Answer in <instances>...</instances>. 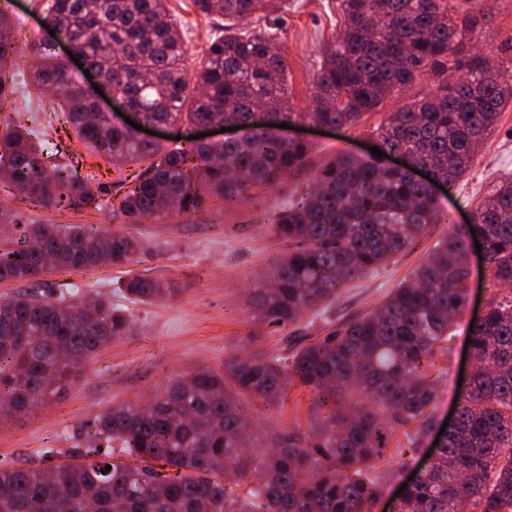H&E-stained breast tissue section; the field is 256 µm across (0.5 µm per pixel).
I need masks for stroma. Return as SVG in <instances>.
Instances as JSON below:
<instances>
[{
  "mask_svg": "<svg viewBox=\"0 0 512 512\" xmlns=\"http://www.w3.org/2000/svg\"><path fill=\"white\" fill-rule=\"evenodd\" d=\"M48 0H0V10L14 28L30 36L47 38L43 18ZM187 48L188 73L199 70L208 45L222 22L198 12L192 0H167ZM338 0H289L288 9L277 24V42L286 62L287 88L295 111L313 105L314 81L322 60L321 47L338 38L342 31ZM495 63L512 65V0H491L490 12L472 34ZM437 83L430 78L393 93L376 111L349 128L322 134L303 123L293 135L310 140L313 163L348 152L368 156L376 139L374 130L390 112L414 100L431 96ZM82 171L93 173V190L98 208L84 211L58 210L22 202L18 195L0 189V208L7 210L12 224L0 227L11 235L14 224H81L103 230L125 228L144 239L149 250L127 266L104 265L83 272L57 270L36 282H0V297L32 290L51 294L60 284L82 285L88 297L111 296L133 315L136 326L93 357L84 360L61 398L26 414L0 423V463L28 462L41 466V448L68 447V438L78 427L105 408L153 396L172 376L205 366H218L224 358L243 355L247 346L249 313L246 295L254 282L265 280L283 257L285 246L272 232L270 218L286 206L304 182V175L285 177L274 189L254 200L222 205L209 201L206 210L183 220H152L145 224L119 225L112 218V198L118 191L119 171L107 158L85 153ZM512 173V107L502 112L496 132L479 148L473 166L449 190H437L441 213L457 219L470 216L476 203L489 194L497 179ZM448 224H435L428 236L419 239L406 253L392 257L378 273L350 282L319 312H305L300 319L277 330L258 331L261 349L287 353L308 344L310 337L322 336L337 324L378 305L383 297L421 262L434 243L447 234ZM472 278L469 299L456 315L457 324L451 354L438 359L428 371L435 380L437 400L431 426L422 433L417 451L404 458L382 459L379 494L372 512H387L400 486L425 461L447 419L454 412L462 392L460 376L468 374L472 359L467 356L465 329L468 321L489 297L487 277L478 256H471ZM145 274L175 283V296L145 304L131 299L123 286L128 276ZM316 411L307 394L290 395L284 403L250 411L253 427L260 433L282 431L291 425L308 426Z\"/></svg>",
  "mask_w": 512,
  "mask_h": 512,
  "instance_id": "35a3bbf8",
  "label": "stroma"
}]
</instances>
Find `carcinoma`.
I'll use <instances>...</instances> for the list:
<instances>
[{"instance_id": "obj_1", "label": "carcinoma", "mask_w": 512, "mask_h": 512, "mask_svg": "<svg viewBox=\"0 0 512 512\" xmlns=\"http://www.w3.org/2000/svg\"><path fill=\"white\" fill-rule=\"evenodd\" d=\"M456 21L453 0H339L343 31L323 46L315 102L296 112L285 86L276 36L243 22L271 21L288 0H194L224 18L204 65L189 78L186 49L166 0H51L47 25L74 43L89 66L147 123L235 124L244 139L165 148L101 119L92 96L74 81L52 46L33 40L38 65L31 87L49 100L80 143L112 165L139 166L112 200L124 224L197 213L206 199L242 200L282 177L310 170L298 200L275 214L274 236L287 246L270 276L248 294L251 320L284 328L335 298L349 282L376 272L410 249L440 211L428 186L379 158L339 154L310 167L313 145L285 142L272 125L309 121L351 127L393 92L427 76L435 94L410 103L374 132L380 151L403 152L417 168L452 187L471 168L477 147L512 105V67L465 54L485 0ZM17 36L0 15V108L13 92L7 61ZM0 133V186L30 203L83 210L96 204L94 177L61 164L58 150L32 141L34 131L6 116ZM455 224L412 276L376 309L345 321L290 355L263 349L179 374L143 403L99 413L68 448H41L49 465L0 468V512H371L375 471L392 453L416 450L436 388L427 370L453 341V318L468 298L470 242L483 241L490 299L471 322L477 370L458 402L436 462L402 491L398 512H512V175L502 176ZM144 250L124 231L56 224H15L0 250V281H35L57 268L123 266ZM149 303L176 292L149 276L125 281ZM74 283L55 297L0 300V418L60 396L80 361L132 331L133 316L98 297L88 310ZM331 409L307 431L287 428L259 447L237 446L248 414L242 398L271 407L290 386ZM64 455L70 462L56 464ZM111 469H105V466Z\"/></svg>"}]
</instances>
